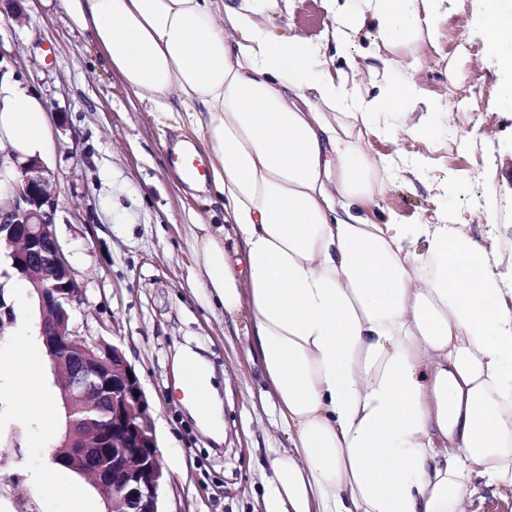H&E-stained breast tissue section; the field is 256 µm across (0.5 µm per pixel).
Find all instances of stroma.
<instances>
[{
	"mask_svg": "<svg viewBox=\"0 0 512 512\" xmlns=\"http://www.w3.org/2000/svg\"><path fill=\"white\" fill-rule=\"evenodd\" d=\"M449 16L464 19L463 46L448 52V24L436 44H424L419 70H401L419 90L408 115H381L379 135L363 137L374 155L391 159L383 195L367 207L374 224L449 221L482 242L496 239L512 254V107L500 102L502 74L486 49L480 0H446ZM21 15L0 11V70L41 97L53 117V150L45 164L58 200L55 232L84 301L74 310L80 334L120 346L150 401L167 482L165 512H264L271 461L288 440L273 407L262 400L249 353L246 317L225 319L209 307L203 268L189 246L197 225L213 223L206 194L190 191L171 162L177 141H202L173 118L157 117L107 65L64 0H24ZM332 24L322 0H279L270 33L319 38ZM332 70L360 80L369 95L384 85L390 52L364 27L338 51ZM469 96L466 115L449 121L429 100ZM433 126L428 137L413 126ZM481 165L480 180L469 169ZM493 212L486 221L485 212ZM15 321L0 337V356L39 338L41 313L32 289L11 295ZM193 351L213 369L224 408V441L214 442L184 405L176 364ZM13 391L0 386V512H74L53 486L38 483L52 468L50 453L61 420L18 417ZM468 512H512V488L474 477Z\"/></svg>",
	"mask_w": 512,
	"mask_h": 512,
	"instance_id": "1",
	"label": "stroma"
}]
</instances>
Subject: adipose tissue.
<instances>
[{
  "mask_svg": "<svg viewBox=\"0 0 512 512\" xmlns=\"http://www.w3.org/2000/svg\"><path fill=\"white\" fill-rule=\"evenodd\" d=\"M277 0H66L112 69L160 117L183 112L209 155L222 221L190 247L209 300L248 311L250 354L289 449L265 512H467L473 476L512 487V258L452 224H373L385 188L360 130L418 92L404 55L442 0H325L327 39L365 26L390 51L367 96L323 42L266 28ZM481 23L512 105V0ZM326 39V40H327ZM48 109L0 77V149H52ZM17 411L54 416L42 360L14 355Z\"/></svg>",
  "mask_w": 512,
  "mask_h": 512,
  "instance_id": "ef3b65f1",
  "label": "adipose tissue"
}]
</instances>
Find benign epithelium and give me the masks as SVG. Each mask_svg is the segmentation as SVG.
Instances as JSON below:
<instances>
[{"instance_id": "benign-epithelium-1", "label": "benign epithelium", "mask_w": 512, "mask_h": 512, "mask_svg": "<svg viewBox=\"0 0 512 512\" xmlns=\"http://www.w3.org/2000/svg\"><path fill=\"white\" fill-rule=\"evenodd\" d=\"M11 161L19 177L8 209H0V250L37 298L48 361L66 378L61 400L67 415L105 410L101 422L71 418L51 460L91 478L99 489L112 488L105 512H162L165 467L140 378L120 347L81 335L72 321L83 288L55 233L52 172L40 159ZM13 322V306L0 281V337Z\"/></svg>"}]
</instances>
